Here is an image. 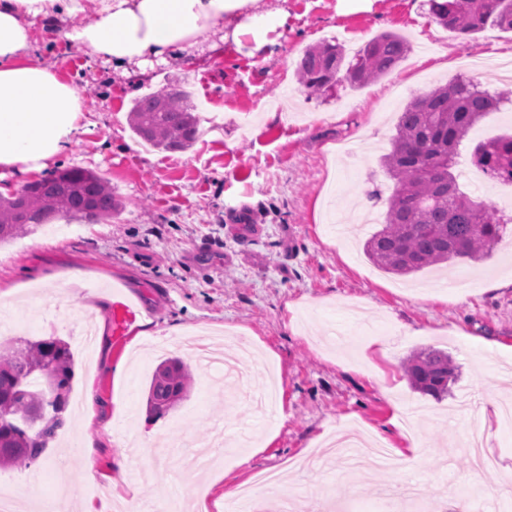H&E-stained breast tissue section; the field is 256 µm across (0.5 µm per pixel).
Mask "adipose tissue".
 I'll return each instance as SVG.
<instances>
[{
    "label": "adipose tissue",
    "instance_id": "1",
    "mask_svg": "<svg viewBox=\"0 0 512 512\" xmlns=\"http://www.w3.org/2000/svg\"><path fill=\"white\" fill-rule=\"evenodd\" d=\"M83 12L93 23L71 26ZM281 18L261 0H0V170L41 172L81 127L76 89L56 65L31 57L37 25L58 28L70 45L130 79L155 61L188 64L201 47L217 49L226 33L259 34Z\"/></svg>",
    "mask_w": 512,
    "mask_h": 512
}]
</instances>
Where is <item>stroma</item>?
Returning a JSON list of instances; mask_svg holds the SVG:
<instances>
[{
    "mask_svg": "<svg viewBox=\"0 0 512 512\" xmlns=\"http://www.w3.org/2000/svg\"><path fill=\"white\" fill-rule=\"evenodd\" d=\"M286 17L261 39L226 40L186 72L128 79L110 65L37 29L34 54L59 65L84 105L81 129L57 167L79 166L112 183L124 202L119 216L79 224L75 233L48 227L0 247V318L12 338L57 336L74 348L72 389L94 385L105 405L97 423L72 417L39 464L1 469L0 478L39 481L51 496L56 480L72 502L95 499L71 444H93L98 473L111 474L118 454L112 422L143 451L129 457L121 497L143 508L181 499L225 512L239 483L258 470L286 474L288 497L332 496L331 512H383L388 495L414 496L415 512H433L454 494L475 497L477 512H512V424L484 416L493 398L512 399L502 377L512 369V223L482 260L455 261L402 277L375 266L359 237L339 234L364 203L368 178L393 183L380 163L399 112L415 96L465 75L501 92L508 85L487 59L512 60V32L493 27L468 42L438 25L427 0H262ZM384 31L406 36L411 50L389 74L368 85H337L307 95L296 62L307 45L333 40L354 56ZM187 85L195 101L222 112L224 126L183 152L150 150L129 129L133 99L164 79ZM512 133V102L485 114L460 147L458 170L471 165L480 141ZM499 280L494 291L484 280ZM142 311L118 325L117 298ZM95 323L92 355L78 351L79 325ZM244 329L265 362L248 382L204 372L193 352L174 348L190 368L187 395L166 414L148 409V386L163 356L147 351L175 329ZM434 347L458 371L447 396L411 389L401 362ZM280 378L269 409L251 410L268 372ZM413 408L417 452L408 470L351 471L318 443L327 431L379 433L395 452L411 430L393 426L398 408ZM224 427L228 443L211 483L206 471L182 479L181 442H202ZM480 429L496 460L477 472L456 446Z\"/></svg>",
    "mask_w": 512,
    "mask_h": 512,
    "instance_id": "1",
    "label": "stroma"
}]
</instances>
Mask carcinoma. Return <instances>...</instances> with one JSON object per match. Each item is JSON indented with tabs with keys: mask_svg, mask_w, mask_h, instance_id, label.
Segmentation results:
<instances>
[{
	"mask_svg": "<svg viewBox=\"0 0 512 512\" xmlns=\"http://www.w3.org/2000/svg\"><path fill=\"white\" fill-rule=\"evenodd\" d=\"M442 27L471 40L487 27L512 31V0H429ZM409 51L408 41L386 31L371 39L349 63L342 46L324 40L308 46L296 67L298 83L323 94L346 82L363 85L391 72ZM506 100L459 76L414 97L400 112L390 151L381 165L393 181L381 229L365 243L379 268L399 275L440 268L457 259L480 260L501 240L505 224L491 205L465 194L453 174L458 148L469 130ZM132 132L153 148L184 151L197 138L199 117L182 86L173 83L133 100ZM472 162L487 176L512 184V135L479 144ZM121 209L112 185L97 173L69 167L26 184L11 197L0 195V245L28 234L57 215L110 221ZM54 365L59 394L42 398L40 367ZM404 374L412 389L440 398L457 368L442 350L426 348L407 358ZM74 362L69 344L49 337L26 340L0 352V467L37 464L65 424ZM183 361L171 357L154 371L148 388L150 409L176 403L190 387Z\"/></svg>",
	"mask_w": 512,
	"mask_h": 512,
	"instance_id": "carcinoma-1",
	"label": "carcinoma"
}]
</instances>
